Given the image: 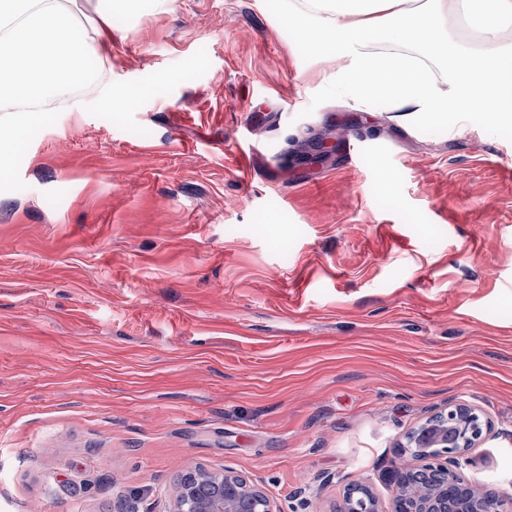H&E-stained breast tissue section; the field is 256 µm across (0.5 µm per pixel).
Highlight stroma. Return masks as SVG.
Returning <instances> with one entry per match:
<instances>
[{"instance_id":"obj_1","label":"stroma","mask_w":512,"mask_h":512,"mask_svg":"<svg viewBox=\"0 0 512 512\" xmlns=\"http://www.w3.org/2000/svg\"><path fill=\"white\" fill-rule=\"evenodd\" d=\"M288 2L72 0L106 76L0 193V512H165L198 467L390 512L456 404L461 477L512 495V127L330 92ZM352 484L347 491L344 498V503L341 512H379L377 502L370 492V490L362 485V490L353 491Z\"/></svg>"}]
</instances>
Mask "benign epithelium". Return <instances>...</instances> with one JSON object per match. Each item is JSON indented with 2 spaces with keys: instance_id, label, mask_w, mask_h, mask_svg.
Masks as SVG:
<instances>
[{
  "instance_id": "7a95c632",
  "label": "benign epithelium",
  "mask_w": 512,
  "mask_h": 512,
  "mask_svg": "<svg viewBox=\"0 0 512 512\" xmlns=\"http://www.w3.org/2000/svg\"><path fill=\"white\" fill-rule=\"evenodd\" d=\"M314 160L329 158L335 144L323 136L314 143ZM488 430L482 412L468 405H455L445 413L427 419L408 436L406 447L425 461L422 470L444 475L448 483H461L455 469L461 466L466 452L476 447ZM393 487L392 512H448V488L429 487L424 491L401 486L395 471L386 474ZM472 498L466 512H506L505 499H488L480 489L472 487ZM169 512H276L264 492L236 471L222 472L199 469L183 482ZM341 512H379L377 502L368 488L348 490Z\"/></svg>"
}]
</instances>
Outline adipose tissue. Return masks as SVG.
Listing matches in <instances>:
<instances>
[{"label":"adipose tissue","mask_w":512,"mask_h":512,"mask_svg":"<svg viewBox=\"0 0 512 512\" xmlns=\"http://www.w3.org/2000/svg\"><path fill=\"white\" fill-rule=\"evenodd\" d=\"M468 0H301L287 21L312 52L332 47L336 91L377 99L437 125L449 114L484 110L492 125H512V0H485L469 27H458ZM424 47L454 61L440 91L409 56Z\"/></svg>","instance_id":"1"}]
</instances>
